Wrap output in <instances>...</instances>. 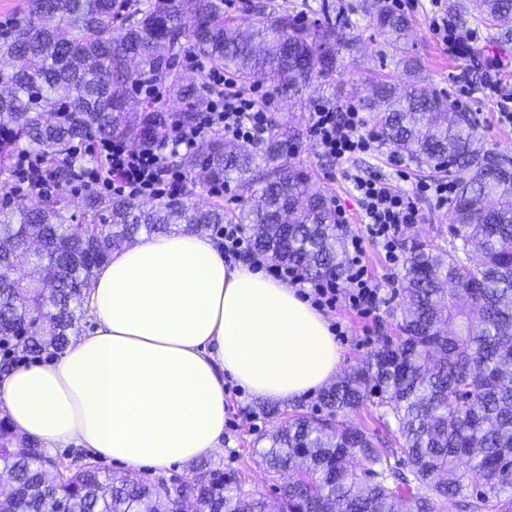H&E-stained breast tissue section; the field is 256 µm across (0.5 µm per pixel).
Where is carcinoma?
<instances>
[{"label": "carcinoma", "mask_w": 512, "mask_h": 512, "mask_svg": "<svg viewBox=\"0 0 512 512\" xmlns=\"http://www.w3.org/2000/svg\"><path fill=\"white\" fill-rule=\"evenodd\" d=\"M480 4V22L511 41L512 0ZM360 9L396 64L420 68L404 43L406 14L386 0H363ZM359 27L343 10L334 21H306L271 3L244 30L224 0H154L125 14L119 0H29L27 16L0 41V62L21 61L0 65V128L11 130L0 163L19 148L40 153L54 163L58 192L38 209L21 199L0 206V240L36 245L50 267L26 283L0 252V345L63 350L95 268L141 232L237 222L250 227L257 252L311 278L341 276L342 229L327 197L310 192L308 174L290 162L296 132L286 115L271 119L261 166L219 137L180 158L190 176L204 169L214 185L235 180L250 190L247 207L228 219L221 205L135 202L87 189L77 236L66 193L71 155L91 138L149 144L171 121L188 125L208 111L204 78L171 66L180 55H202L244 83H268L304 110L335 86L344 54L360 51ZM147 82L168 85L182 108L145 97L130 116L127 104ZM358 105L374 113L378 147L391 160L455 180L450 212L461 245H412L399 336L336 377L321 395L324 415L288 417L256 453L278 488L279 512H437L448 498L460 512H512V160L485 147L448 99L419 81L399 91L372 80ZM368 402L393 415L398 447L383 448L348 422ZM1 465L14 493L0 512H45L50 499L79 512H178L182 497L196 512H270L266 497H249L212 467L173 494L161 478H116L91 464L62 480L39 444L18 439L2 420Z\"/></svg>", "instance_id": "obj_1"}]
</instances>
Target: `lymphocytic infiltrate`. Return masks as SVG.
<instances>
[{
  "label": "lymphocytic infiltrate",
  "instance_id": "obj_1",
  "mask_svg": "<svg viewBox=\"0 0 512 512\" xmlns=\"http://www.w3.org/2000/svg\"><path fill=\"white\" fill-rule=\"evenodd\" d=\"M190 61L195 69L206 72L210 86L219 91L212 108L193 125L171 123L164 142L156 147L135 145L122 138L93 141V164L79 163L74 167L78 182L101 185L131 199L146 195L170 197L183 192L188 180L177 157L193 153L213 134L220 132L251 145L263 142L268 117L257 109L252 90L235 88L223 76L208 70L198 56H191ZM363 125V117L352 107L321 105L309 115L310 136L321 154L340 166L370 150L373 139L362 134ZM14 174L27 192L49 196L56 190L50 166L42 156L25 150L15 152ZM349 179L367 235L352 237L348 242L349 258L343 275L311 280L299 268L279 263L269 265L268 270L282 282L309 285L308 296L322 311L334 310L342 300L357 314L367 316L381 302L383 288H396L397 283L392 279L379 282L369 273L364 238H371L383 248L390 265L399 266L403 260L398 251L399 239L405 228L419 222L420 212L412 195L393 189L388 179L357 173L350 174Z\"/></svg>",
  "mask_w": 512,
  "mask_h": 512
}]
</instances>
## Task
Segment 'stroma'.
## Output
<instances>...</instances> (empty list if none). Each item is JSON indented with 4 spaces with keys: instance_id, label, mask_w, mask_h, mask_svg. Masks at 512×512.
Instances as JSON below:
<instances>
[{
    "instance_id": "35a3bbf8",
    "label": "stroma",
    "mask_w": 512,
    "mask_h": 512,
    "mask_svg": "<svg viewBox=\"0 0 512 512\" xmlns=\"http://www.w3.org/2000/svg\"><path fill=\"white\" fill-rule=\"evenodd\" d=\"M404 11L412 21V50L423 64L419 75L424 84L447 98L455 97L459 85L470 82L472 74H486L498 69L504 82L512 83V41L499 43L492 40L489 31L481 30L479 23L468 22L467 30L480 31L482 40L469 51L451 53L436 39L430 24L436 15L432 0H404ZM360 31L364 45L360 53L345 57L336 76L334 105L354 104V92L364 87L368 78L386 76L393 81L408 80L403 69L395 67L390 59L381 57L383 38L367 17H360ZM463 109L468 112L486 147L512 158V125L500 122L497 104L480 92H472ZM291 119L298 125L300 147L292 156L295 165L304 168L312 186L326 194L331 204L341 205L346 211L347 236L364 235L363 216L354 199V190L347 174L323 157L310 137L307 128L308 112H293ZM358 173L379 175L392 181L401 191H409L422 176L415 169H401L379 149L356 157L352 163ZM185 197L197 207L208 208L223 204L227 213L243 209L249 197L238 183H231L229 193L216 196L210 183L202 177L188 180ZM421 219L406 228L399 243L400 252H407L412 240H419L442 249H450L452 237L448 209L435 207L430 201L419 200ZM400 293H387L376 316L365 318L350 310L345 302H338L334 311L326 313L329 324L341 325L344 334L337 343L341 349L340 371L363 363L371 352L387 337L394 335L400 320ZM224 444L205 461L211 467L224 469L226 474L241 478L249 493L270 494L272 483L255 450L266 433L285 421L289 415L300 412L318 415L322 412L319 395H312L295 402L281 403L276 414H269V404L247 393L234 380L224 381Z\"/></svg>"
}]
</instances>
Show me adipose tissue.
Returning <instances> with one entry per match:
<instances>
[{"label":"adipose tissue","mask_w":512,"mask_h":512,"mask_svg":"<svg viewBox=\"0 0 512 512\" xmlns=\"http://www.w3.org/2000/svg\"><path fill=\"white\" fill-rule=\"evenodd\" d=\"M95 327L60 357L10 371L0 410L44 448L71 443L161 470L218 450L224 380L269 401L314 394L340 348L297 290L210 237H142L93 276Z\"/></svg>","instance_id":"ef3b65f1"}]
</instances>
